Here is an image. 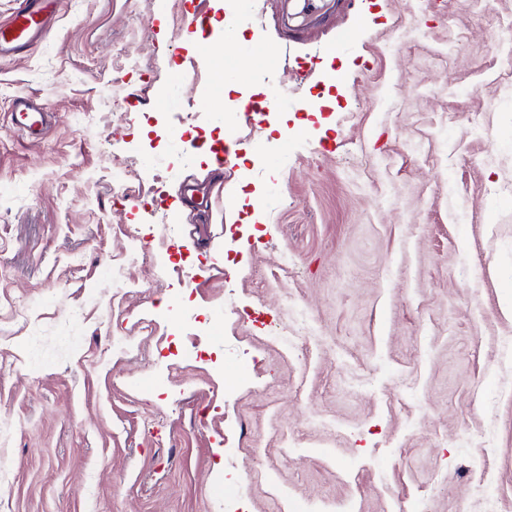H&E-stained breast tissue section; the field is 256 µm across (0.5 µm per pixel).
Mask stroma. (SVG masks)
Returning a JSON list of instances; mask_svg holds the SVG:
<instances>
[{
    "label": "stroma",
    "mask_w": 512,
    "mask_h": 512,
    "mask_svg": "<svg viewBox=\"0 0 512 512\" xmlns=\"http://www.w3.org/2000/svg\"><path fill=\"white\" fill-rule=\"evenodd\" d=\"M275 10L63 0L0 57V512H512V0ZM280 21L288 31L301 32L335 8V0H279ZM8 116L12 130L22 136L29 137L41 132L46 125L45 112L25 97L12 102Z\"/></svg>",
    "instance_id": "obj_1"
}]
</instances>
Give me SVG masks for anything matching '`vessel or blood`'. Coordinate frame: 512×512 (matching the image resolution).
Here are the masks:
<instances>
[{
	"label": "vessel or blood",
	"instance_id": "1",
	"mask_svg": "<svg viewBox=\"0 0 512 512\" xmlns=\"http://www.w3.org/2000/svg\"><path fill=\"white\" fill-rule=\"evenodd\" d=\"M59 0H16V8L7 23H0V54L29 48L41 35L55 12ZM332 8V0H280V21L284 28L300 32L323 18ZM12 130L22 136L41 132L45 113L28 98L15 99L8 112Z\"/></svg>",
	"mask_w": 512,
	"mask_h": 512
}]
</instances>
